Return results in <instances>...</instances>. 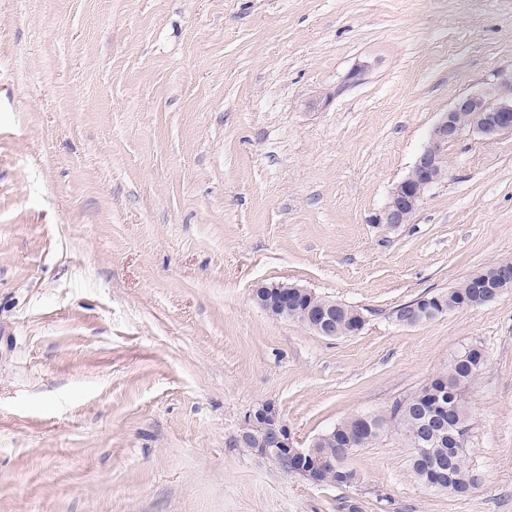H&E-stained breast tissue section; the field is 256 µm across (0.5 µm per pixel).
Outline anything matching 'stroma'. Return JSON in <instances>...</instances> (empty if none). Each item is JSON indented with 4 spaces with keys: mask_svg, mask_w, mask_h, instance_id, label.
<instances>
[{
    "mask_svg": "<svg viewBox=\"0 0 512 512\" xmlns=\"http://www.w3.org/2000/svg\"><path fill=\"white\" fill-rule=\"evenodd\" d=\"M511 71L512 0H0V512H512V289L391 316L512 261V132L444 145L379 221L440 113ZM275 283L365 325L271 317ZM469 345L467 496L391 438L352 488L233 445L257 404L306 444ZM493 265L471 274L469 277L459 282L455 287L449 288L446 292H442L447 296V299H441L436 296H421L417 299L411 300L406 305L414 308L417 317L413 321L402 319L401 323L405 326H411L416 322L425 319L428 321V319L446 314L448 312L471 309L473 303L469 301L462 302L464 301L462 298L466 297L467 300H471V298H473V294L476 289L474 288L476 282L490 278L493 275L495 267V265ZM448 301L462 303L458 305L454 303H448ZM273 288H278L280 291L287 292L288 299L296 296H314V293L311 290L294 284L278 283L270 286H261L256 289L254 299L256 303L270 316L275 318L293 317L295 320L300 319L297 321L300 323L303 321L314 328L316 330L315 333L322 336H352L349 334V330L352 328L350 325V318L351 316L358 315L360 313L357 308L348 304H339L336 303L335 300H332V303L326 310H318L313 314H310L309 311H301L298 308H295L294 305L289 304V301L287 309L286 306H281L279 302L274 301L273 295L270 294L272 292L271 289ZM334 310L336 311V330H334V327L332 326L333 319L331 317Z\"/></svg>",
    "mask_w": 512,
    "mask_h": 512,
    "instance_id": "stroma-1",
    "label": "stroma"
}]
</instances>
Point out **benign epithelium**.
<instances>
[{"mask_svg":"<svg viewBox=\"0 0 512 512\" xmlns=\"http://www.w3.org/2000/svg\"><path fill=\"white\" fill-rule=\"evenodd\" d=\"M476 133L492 138L504 132H512V97L500 96L497 84L458 99L448 111L441 113L433 126L427 146L419 154L409 174L391 189L389 200L380 216L382 224H407L416 212L425 191L442 180L445 167L441 157L444 144L460 138L465 133ZM278 288L288 293V297H312L314 293L304 287L278 283L276 286H261L256 289V303L275 318L293 317L300 319L322 336L333 337L336 330L332 326V312L336 303L314 313L301 311L295 306L288 307L274 301L271 289ZM489 292H480L484 298H494L512 288V265L498 269L494 278L482 284ZM416 311V321L431 319L448 312L467 310L471 302L454 304L436 296H421L408 302ZM318 438H313L306 448L295 445V439L288 424L278 409L270 403H262L252 408L244 417L235 436L234 446L249 448L262 457L277 458L281 470L287 475H297L312 485L319 486L325 462L315 455Z\"/></svg>","mask_w":512,"mask_h":512,"instance_id":"benign-epithelium-1","label":"benign epithelium"}]
</instances>
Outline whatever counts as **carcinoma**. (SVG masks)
<instances>
[{"label":"carcinoma","mask_w":512,"mask_h":512,"mask_svg":"<svg viewBox=\"0 0 512 512\" xmlns=\"http://www.w3.org/2000/svg\"><path fill=\"white\" fill-rule=\"evenodd\" d=\"M494 266L483 268L445 292L451 302L473 298L475 284L493 275ZM359 310L348 304L336 305V336L346 337L350 318ZM483 349L463 348L454 365L410 395L375 413L354 414L335 425L336 435L321 444L322 453L344 467L351 466L354 453L387 437L410 449V469L418 483L438 491L461 496L474 485L466 454L470 430V409L465 388L476 378ZM447 405L451 423L431 421V405Z\"/></svg>","instance_id":"cac0c4a2"}]
</instances>
